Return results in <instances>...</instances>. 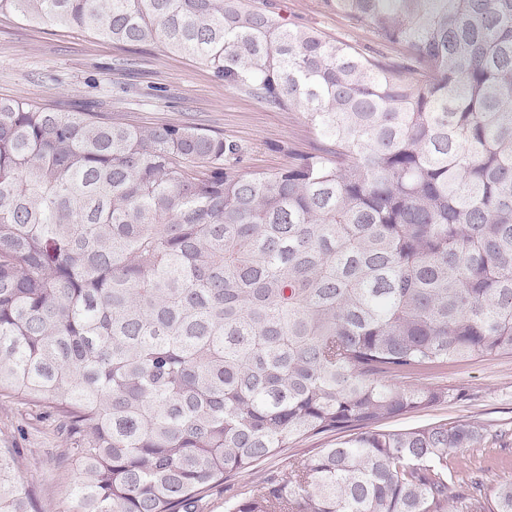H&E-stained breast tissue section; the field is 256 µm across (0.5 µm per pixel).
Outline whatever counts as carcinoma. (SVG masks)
I'll return each instance as SVG.
<instances>
[{
	"label": "carcinoma",
	"instance_id": "obj_1",
	"mask_svg": "<svg viewBox=\"0 0 512 512\" xmlns=\"http://www.w3.org/2000/svg\"><path fill=\"white\" fill-rule=\"evenodd\" d=\"M405 63L250 0H0L32 24L161 42L301 113L319 147L243 172L196 127L0 98V396L57 420L65 512H448L478 421L395 383L512 354V0H322ZM0 448V512H35ZM512 512V482L456 486ZM335 441L336 433L303 440L296 444L294 448H288V451L283 452L280 456L264 460L254 468L234 473L226 480L225 484H230L236 489L244 490L252 483V481L257 479L264 472L280 467L282 465L283 457L294 453L299 448H323V446L328 443Z\"/></svg>",
	"mask_w": 512,
	"mask_h": 512
}]
</instances>
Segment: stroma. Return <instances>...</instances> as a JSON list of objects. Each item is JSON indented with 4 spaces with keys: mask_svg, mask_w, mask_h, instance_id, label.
Segmentation results:
<instances>
[{
    "mask_svg": "<svg viewBox=\"0 0 512 512\" xmlns=\"http://www.w3.org/2000/svg\"><path fill=\"white\" fill-rule=\"evenodd\" d=\"M293 24L353 45L369 46V32L323 8L321 0H267ZM0 98L63 112H109L138 125H194L241 150V170L274 171L316 139L303 117L225 89L207 69L156 43L141 49L73 29L24 22L0 14ZM416 383L458 390L460 399L385 421V428L477 420L494 441L466 459L449 458L459 479L483 473L486 487L512 481V354H490L448 365ZM62 438L53 421L20 399L0 397V448L20 452V475L38 512H64L77 479L56 460Z\"/></svg>",
    "mask_w": 512,
    "mask_h": 512,
    "instance_id": "obj_1",
    "label": "stroma"
}]
</instances>
